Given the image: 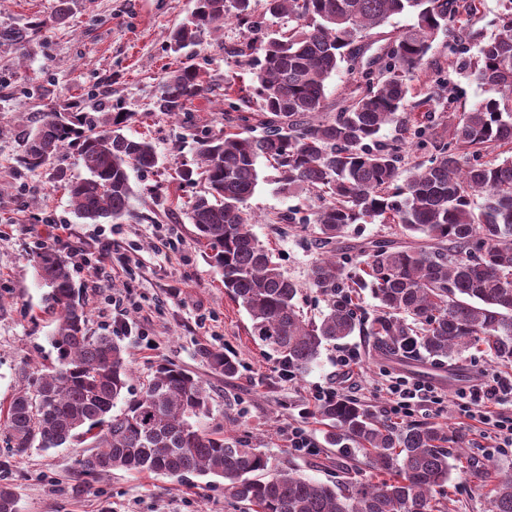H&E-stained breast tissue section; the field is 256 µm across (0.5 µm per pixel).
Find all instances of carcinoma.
Listing matches in <instances>:
<instances>
[{"instance_id": "carcinoma-1", "label": "carcinoma", "mask_w": 512, "mask_h": 512, "mask_svg": "<svg viewBox=\"0 0 512 512\" xmlns=\"http://www.w3.org/2000/svg\"><path fill=\"white\" fill-rule=\"evenodd\" d=\"M256 2L195 0L170 35L177 52L233 21L250 34L229 50L251 75L247 95L224 83V106L238 113L237 123L197 141L204 190L187 216L225 290L250 316L253 340L293 372L307 370L323 346L360 330L392 350L409 340L442 360L482 346L495 361L512 364V155L481 160L487 149L512 146V0H502L494 33L467 34L479 44L470 74L494 95L462 113L449 139L414 124L391 140L379 133L407 109L410 81L431 42L463 23L475 0H265L267 12L288 19V30L275 33L266 31ZM403 12L416 22L396 37L397 50L361 61L370 31ZM41 27L0 38L23 46ZM344 62L354 90L333 112L326 82ZM210 90L203 67L185 63L163 77L155 111L176 116ZM124 123L118 111L90 118L79 103L43 112L26 134L20 163L36 171L76 147L87 172L68 185L76 215L93 224L133 220L130 171L154 169L158 155L151 141L127 136ZM413 146L428 159L404 178ZM260 158L279 172L281 192L305 188L320 201L310 212L294 208L276 217L278 224L301 225L317 250L308 273L309 287L325 302L317 322L304 319L301 285L249 228ZM375 219L400 233L341 255L347 229ZM33 261L59 314L52 336L58 366L34 378L0 418L8 449L0 459V512H20L12 467L31 449L88 440L90 449L75 460L81 478L115 468L176 480L216 475L225 497L247 512H446L439 496L451 478V452L444 444L457 439L434 424L397 426L349 398L323 402L316 414L327 426V443L358 445L376 474L331 484L288 469L270 473L263 454L202 429L209 392L173 363L159 366L124 409L113 411L130 379L124 351L107 336L89 334L64 256L45 248ZM364 290L379 302L372 318L358 303ZM200 353L215 372L236 376L237 364L224 352ZM485 488L491 512H512V471L499 472Z\"/></svg>"}]
</instances>
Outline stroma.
<instances>
[{
	"label": "stroma",
	"mask_w": 512,
	"mask_h": 512,
	"mask_svg": "<svg viewBox=\"0 0 512 512\" xmlns=\"http://www.w3.org/2000/svg\"><path fill=\"white\" fill-rule=\"evenodd\" d=\"M57 5L58 0H0V28L48 23L25 47L0 41V403H9L32 377L56 363L51 342L56 318L47 310V289L33 256L39 241L54 242L53 227L62 224L63 240L54 244L63 255L75 245L98 254L111 242L129 258L127 270L105 262L97 272L112 293L125 296L123 315L113 316L107 301L90 288L88 273L74 274L73 283L82 292L92 333L111 337L125 350L132 393L141 391L159 364L174 363L209 390L210 413L201 421L205 430L223 431L256 449L270 468L286 466L305 478L331 482L365 478L370 471L357 449L324 444L325 427L314 417L308 426L322 444L319 454L289 448L284 431L298 420L311 393L333 386L377 412L385 402L387 373L423 378L439 388L443 403L439 410L418 415V422L436 424L459 438L452 450L457 463L447 488L450 506L453 512H490L483 486L494 469L512 470V452L486 460L473 440L480 425L460 414L454 392L483 373H512V364H497L474 350L436 362L421 352L389 351L358 332L343 344L359 349L360 372L350 375L337 367L336 348L328 345L308 370L284 377L276 354L253 341L249 315L226 293L187 219L200 187L186 184L181 173L194 165L196 139L231 121L224 94L196 97L175 118L153 109L163 74L185 59L170 49L169 36L190 13L193 0H67L61 25L51 22ZM244 32L231 23L202 36L197 60L208 76H231L237 85L248 84L247 71L227 53ZM477 53L473 42L457 44L437 36L411 83L403 121L451 134L460 112L488 96L464 66ZM437 76L447 81L455 111L427 102ZM75 100L89 109L121 107L127 114L126 134L154 144V171L130 175L135 190L131 206L139 221L89 224L76 217L67 185L87 172L75 150H63L57 161L34 173L20 164L23 134L38 113L63 109ZM258 167L259 183L249 201L255 218L251 230L273 249L288 276L306 282L314 251L299 236L279 233L271 220L290 207L311 205L313 197L282 193L277 172L263 161ZM169 229L183 241L180 252L170 251L164 240ZM204 346L233 356L237 376L227 379L212 371L199 354ZM78 453L75 447L35 448L16 464L20 512H242L225 498L223 479L191 475L177 483L155 473L116 469L100 480H82L73 473Z\"/></svg>",
	"instance_id": "35a3bbf8"
}]
</instances>
